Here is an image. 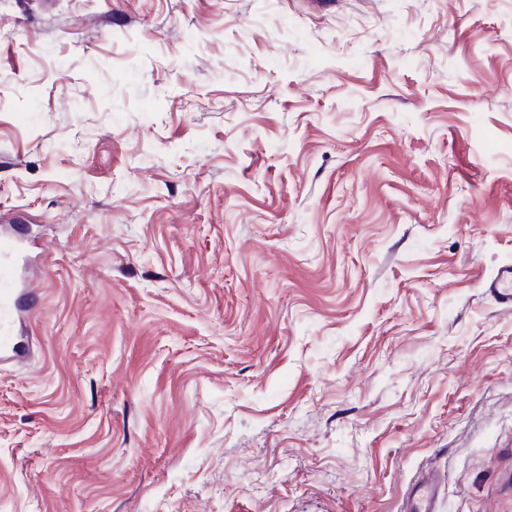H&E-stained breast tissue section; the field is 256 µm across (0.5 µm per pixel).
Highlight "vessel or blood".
<instances>
[{
    "instance_id": "obj_1",
    "label": "vessel or blood",
    "mask_w": 512,
    "mask_h": 512,
    "mask_svg": "<svg viewBox=\"0 0 512 512\" xmlns=\"http://www.w3.org/2000/svg\"><path fill=\"white\" fill-rule=\"evenodd\" d=\"M26 242L0 234V360L7 361L20 352L17 330L23 320L32 318L37 296L22 274L19 260ZM487 290L507 309L512 308V264L498 267L485 283Z\"/></svg>"
}]
</instances>
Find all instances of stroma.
<instances>
[{"instance_id":"35a3bbf8","label":"stroma","mask_w":512,"mask_h":512,"mask_svg":"<svg viewBox=\"0 0 512 512\" xmlns=\"http://www.w3.org/2000/svg\"><path fill=\"white\" fill-rule=\"evenodd\" d=\"M0 512H512V0H0ZM27 242L0 234V360L7 361L20 353L17 330L24 319H31L37 296L23 278L19 258ZM485 288L493 294L498 302L508 311L512 308V264L505 263L498 267L495 275L488 279ZM434 474H429L426 481L418 488L412 490L408 502L407 512H429L430 498L425 497L434 484ZM427 496V495H426Z\"/></svg>"}]
</instances>
